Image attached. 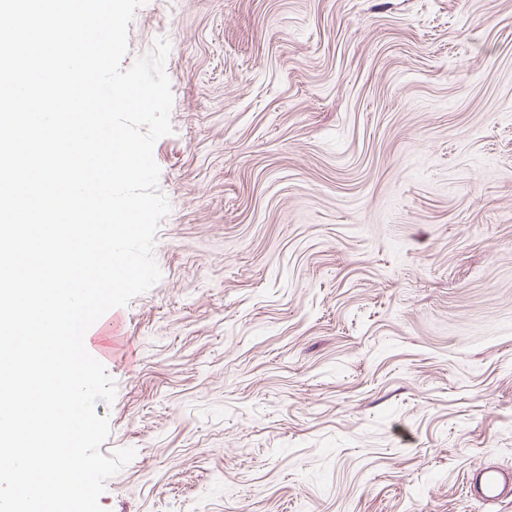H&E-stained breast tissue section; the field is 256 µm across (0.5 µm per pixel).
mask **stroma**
<instances>
[{"instance_id": "1", "label": "stroma", "mask_w": 512, "mask_h": 512, "mask_svg": "<svg viewBox=\"0 0 512 512\" xmlns=\"http://www.w3.org/2000/svg\"><path fill=\"white\" fill-rule=\"evenodd\" d=\"M160 281L121 306L105 512H512V0H145ZM470 492L488 503L512 502V471L488 466L469 477Z\"/></svg>"}]
</instances>
